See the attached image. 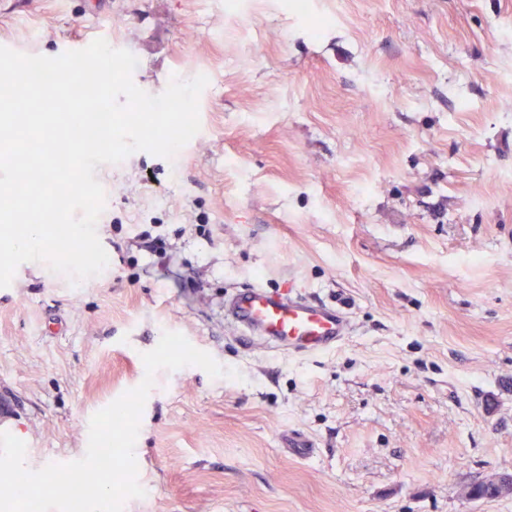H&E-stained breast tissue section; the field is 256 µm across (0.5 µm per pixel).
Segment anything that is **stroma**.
Instances as JSON below:
<instances>
[{
    "label": "stroma",
    "instance_id": "obj_1",
    "mask_svg": "<svg viewBox=\"0 0 512 512\" xmlns=\"http://www.w3.org/2000/svg\"><path fill=\"white\" fill-rule=\"evenodd\" d=\"M98 36L149 94L207 76L201 127L97 169L99 275L26 262L0 288L26 467L81 459L173 331L237 375L155 373L123 512H512L466 495L512 473V0H0V46ZM256 281L352 335L243 346L224 297Z\"/></svg>",
    "mask_w": 512,
    "mask_h": 512
}]
</instances>
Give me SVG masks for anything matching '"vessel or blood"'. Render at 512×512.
<instances>
[{
    "label": "vessel or blood",
    "instance_id": "b4317fda",
    "mask_svg": "<svg viewBox=\"0 0 512 512\" xmlns=\"http://www.w3.org/2000/svg\"><path fill=\"white\" fill-rule=\"evenodd\" d=\"M224 314L244 344L262 340L291 355H316L349 335L351 325L336 307L298 293L269 290L255 283L228 295Z\"/></svg>",
    "mask_w": 512,
    "mask_h": 512
}]
</instances>
